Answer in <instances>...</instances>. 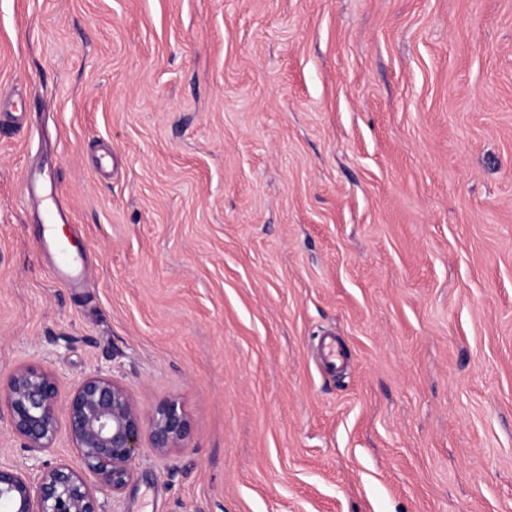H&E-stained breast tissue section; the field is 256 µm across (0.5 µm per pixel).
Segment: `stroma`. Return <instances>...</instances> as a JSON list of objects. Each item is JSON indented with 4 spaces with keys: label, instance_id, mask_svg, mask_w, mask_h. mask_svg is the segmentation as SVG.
Instances as JSON below:
<instances>
[{
    "label": "stroma",
    "instance_id": "stroma-1",
    "mask_svg": "<svg viewBox=\"0 0 512 512\" xmlns=\"http://www.w3.org/2000/svg\"><path fill=\"white\" fill-rule=\"evenodd\" d=\"M26 364L183 404L104 512H512V0H0ZM59 219L53 208L47 210L46 223L42 224L43 247L54 256L53 273L65 286L85 278V270L81 262L82 247L71 235L62 239L58 229Z\"/></svg>",
    "mask_w": 512,
    "mask_h": 512
}]
</instances>
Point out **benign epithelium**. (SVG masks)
Masks as SVG:
<instances>
[{
	"instance_id": "7a95c632",
	"label": "benign epithelium",
	"mask_w": 512,
	"mask_h": 512,
	"mask_svg": "<svg viewBox=\"0 0 512 512\" xmlns=\"http://www.w3.org/2000/svg\"><path fill=\"white\" fill-rule=\"evenodd\" d=\"M2 405L22 447L31 452V467L39 471L33 485L20 470L0 465V502L10 512H104L101 494L126 489L143 441L166 456L186 447L191 430L178 400L144 413L124 384L102 373L86 376L63 398L50 370L21 366L0 388ZM61 415L79 449V468L50 465L37 456L56 440Z\"/></svg>"
}]
</instances>
